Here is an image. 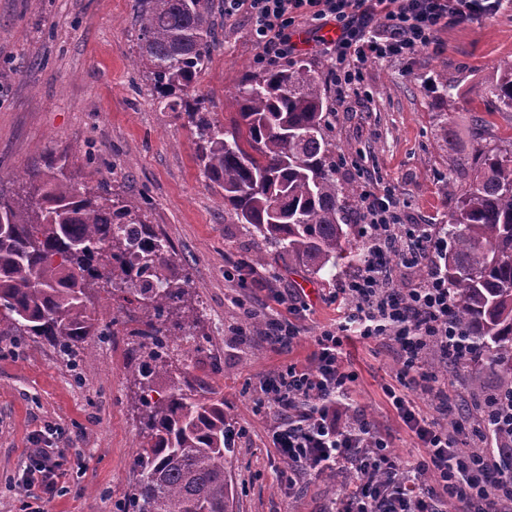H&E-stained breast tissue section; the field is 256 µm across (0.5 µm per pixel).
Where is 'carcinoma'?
<instances>
[{
    "mask_svg": "<svg viewBox=\"0 0 512 512\" xmlns=\"http://www.w3.org/2000/svg\"><path fill=\"white\" fill-rule=\"evenodd\" d=\"M213 0H134L139 26L135 63L165 107L185 111L198 160L224 210L262 243L255 262L280 254L316 274L353 264L363 246L346 218L353 195L336 183V149L326 92L316 70L294 63L248 75L229 126L214 121L190 91L220 47ZM512 112V63L481 89ZM473 173L468 190L445 184L454 201L441 254L453 319L467 341L471 385L485 367L512 393V155L479 148L457 163ZM23 176L20 191L0 189V331L45 339L76 358L90 336L114 335L101 322L92 290L110 288L142 316L135 382L141 389L138 472L132 512H229L224 398L183 389L171 378L169 343L197 327L199 301L174 248L141 209L68 170Z\"/></svg>",
    "mask_w": 512,
    "mask_h": 512,
    "instance_id": "cac0c4a2",
    "label": "carcinoma"
}]
</instances>
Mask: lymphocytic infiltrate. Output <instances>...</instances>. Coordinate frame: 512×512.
Here are the masks:
<instances>
[{"label": "lymphocytic infiltrate", "mask_w": 512, "mask_h": 512, "mask_svg": "<svg viewBox=\"0 0 512 512\" xmlns=\"http://www.w3.org/2000/svg\"><path fill=\"white\" fill-rule=\"evenodd\" d=\"M503 0H224L225 18L245 17L263 57L283 58L292 49L291 32L303 22L335 20L338 38L324 41L329 77L338 95L356 92L363 65L403 59L433 44L448 23L474 14L493 15ZM383 24H376V16ZM364 258L341 290L343 315L335 328L315 340L314 368L288 367L265 380L262 403L279 415L272 438L286 468L279 482L296 484L302 473L348 471L350 485L336 512H442L444 498L461 512H501L512 500V472H502L484 451L462 447L447 427L424 414L405 391L386 387L400 418L424 449L416 460L392 454L368 420L354 415L349 403L353 374L342 366L349 336L385 337L401 357V377L422 373L427 353L462 361L467 348L450 317L448 284L430 247L439 243L428 224L406 223L393 188L364 187L358 214ZM418 271L410 288L391 285L387 255ZM25 484L54 489L62 451L50 433L31 440Z\"/></svg>", "instance_id": "f902f5d3"}]
</instances>
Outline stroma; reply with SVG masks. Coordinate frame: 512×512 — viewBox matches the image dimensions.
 <instances>
[{
  "label": "stroma",
  "mask_w": 512,
  "mask_h": 512,
  "mask_svg": "<svg viewBox=\"0 0 512 512\" xmlns=\"http://www.w3.org/2000/svg\"><path fill=\"white\" fill-rule=\"evenodd\" d=\"M133 0H0V188L66 159L84 180L104 183L138 205L156 234L177 251L203 310L195 335L179 337L171 356L174 379L224 398V419L242 433L228 458L233 512H329L347 475L306 473L294 488L277 483L280 459L272 444L273 411L255 400L263 378L294 364L314 365L315 339L339 317L334 299L344 269L311 274L281 255L269 266L235 277L256 238L224 211L199 162L187 117L160 106L133 62L139 31ZM214 22L221 46L194 92L215 121L228 124L234 96L256 71L259 49L245 18ZM335 21L302 24L292 35L288 63L304 61L329 79L321 40ZM512 62V8L491 18L452 24L430 46L403 60L363 66L359 94L326 90L330 136L341 163L340 186L361 188L362 176L394 188L410 224H447L453 204L448 180L468 189L457 162L485 144L512 145V112L497 111L479 92ZM456 88L448 100L439 84ZM297 298L294 310L281 299ZM280 318L297 330L293 342L269 345L254 321ZM121 321L110 340L87 339L77 361L29 336L0 335V512H123L137 481L132 465L140 440L141 391L134 382L140 349ZM344 364L356 373L352 408L372 422L391 452L413 459L417 439L388 403L399 354L386 339H352ZM428 371L448 385L410 389L414 402L438 421L461 411L467 367L428 357ZM49 431L67 465L53 496L20 484L32 435Z\"/></svg>",
  "instance_id": "35a3bbf8"
}]
</instances>
